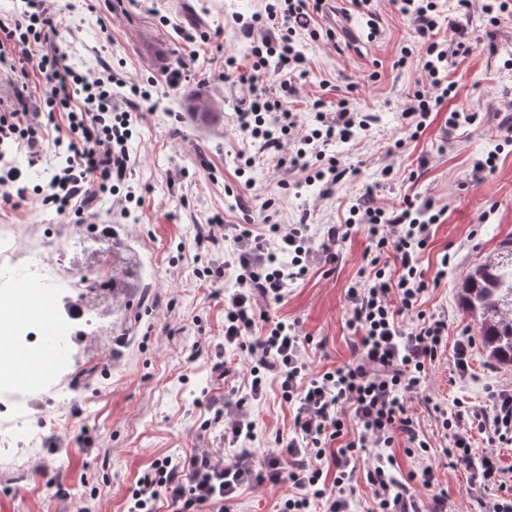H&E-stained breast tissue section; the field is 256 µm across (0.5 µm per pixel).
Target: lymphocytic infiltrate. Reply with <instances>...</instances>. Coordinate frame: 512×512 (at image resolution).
I'll list each match as a JSON object with an SVG mask.
<instances>
[{"label": "lymphocytic infiltrate", "instance_id": "obj_1", "mask_svg": "<svg viewBox=\"0 0 512 512\" xmlns=\"http://www.w3.org/2000/svg\"><path fill=\"white\" fill-rule=\"evenodd\" d=\"M326 0H266L263 12L251 19L236 16L239 32L252 39V64L240 73L238 61L224 59V75H239L249 94L236 112L247 147L239 151L238 174L282 151L285 140L295 146L291 166L307 171L310 181L331 195L344 172L337 163L320 167L328 145L350 142L357 131L369 130L371 113L355 110L349 99L336 103L335 119L321 110L299 122L291 103L297 81L305 76L304 54L296 50L301 34L311 40L335 41L334 30L312 27ZM402 16L413 20L417 47H402L397 65L419 56L429 85L409 97L402 117L413 136H420L451 96L448 61L471 53L465 41L452 43L436 36L438 0H392ZM63 18L50 12L46 0H22L19 14L0 18V75L5 76L17 106L0 102V147L26 151L30 163L41 160L45 140L65 148L66 165L46 186L45 200L62 214L81 216L99 197L115 191L131 172L127 148L134 133L129 111L114 101L123 81L117 74H85L69 61L58 43ZM36 82L46 111L23 108L29 82ZM64 126H57V119ZM440 215L432 203L413 200L382 207L373 197L353 204L345 223L329 225L323 250L347 240L354 228L368 229L369 247L358 279L346 293V324L356 339L354 362L318 371L307 349L310 337L296 323L270 318L258 301L282 302L289 284L304 279L311 266L313 238L309 227L269 225L256 234L238 226L234 242L247 244L240 253L237 286L224 303V340L238 345L249 367L250 397L261 398L267 376L279 381L281 398L296 408L293 435L283 453L269 454L255 465L248 445L256 424L245 400L225 392L233 417L224 439L238 446L232 464L214 461L207 451L185 459L154 461L136 480L127 512H157L160 501L174 512H236V492L244 482L291 484L296 493L280 498L275 512H351L358 478H365L371 497L366 512H443L445 493L435 476L436 456L409 404L423 395L432 362L448 335L447 320L426 314L422 298L429 281L420 265L433 224ZM396 265H389V258ZM449 439L444 456L455 457L472 483L486 492L479 512H512L507 469L495 455H475L469 433L479 429L491 444H512V390L490 396L489 407L457 403L447 411L425 398ZM417 468L406 478L394 475L397 440Z\"/></svg>", "mask_w": 512, "mask_h": 512}]
</instances>
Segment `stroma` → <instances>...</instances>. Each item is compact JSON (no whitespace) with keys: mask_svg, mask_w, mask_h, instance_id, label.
<instances>
[{"mask_svg":"<svg viewBox=\"0 0 512 512\" xmlns=\"http://www.w3.org/2000/svg\"><path fill=\"white\" fill-rule=\"evenodd\" d=\"M50 7L67 20L60 42L80 71L112 69L148 96L123 102L138 116L129 177L78 224L43 201L40 189L53 163L28 165L22 150L4 157L21 169L28 196L0 206V255L13 249L23 261L40 251L61 282L55 313L68 367L27 387L21 403L0 395V419L23 420L14 443L0 447V512H125L130 487L155 459L205 449L231 463L234 451L225 447L224 425L214 417L224 407L226 384L248 392L245 356L224 342V296L235 280L236 257L228 242L198 241L199 225L250 224L259 232L268 222L306 224L318 238L368 191L384 206L408 196L419 205L433 202L444 214L421 265L431 276L442 255L450 263L422 308L447 318L449 341L475 335V321L459 304V286L512 236V0H505L495 25L479 0L466 8L453 2L444 12L438 38L448 40L450 24H458L473 51L450 66L455 92L417 138L401 109L426 77L417 61L395 64L400 48L417 37L414 25L390 0H372L366 12L352 0H335L315 16V24L335 29L336 40L301 41L308 74L298 83L295 111L306 115L319 100L332 117L337 101L348 98L376 115L370 132L328 147L327 156L347 170L329 197L319 183L306 182L302 170L273 161L258 164L246 179L236 172L242 140L235 110L247 88L225 79L224 58L234 54L248 68L250 42L234 17L263 9L262 0H52ZM188 31L211 39L189 41ZM179 62L188 79L173 89L166 76ZM190 91L210 101L211 122L188 110ZM453 110L479 118L452 128ZM490 154L492 166L477 171ZM368 243L361 228L336 244L334 257L317 254L304 280L268 309L314 338L308 355L315 368L354 358L345 297ZM110 244L130 266L131 290L116 302L80 297V277L97 272ZM220 362L232 367L229 380L215 372ZM510 386L512 369L493 366L482 349H475L462 376L446 348L429 368L426 393L447 408L457 401L485 406L490 390ZM249 407L257 420L251 449L260 462L288 436L292 410L274 379ZM436 465L447 512H472L481 491L465 467L441 454Z\"/></svg>","mask_w":512,"mask_h":512,"instance_id":"stroma-1","label":"stroma"}]
</instances>
